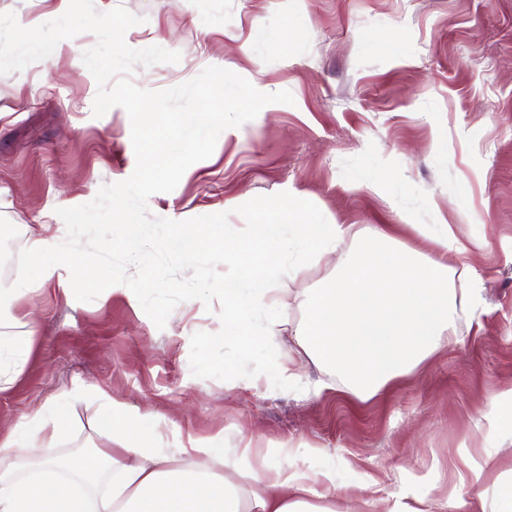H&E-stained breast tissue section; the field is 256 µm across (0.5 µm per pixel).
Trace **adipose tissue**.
Returning a JSON list of instances; mask_svg holds the SVG:
<instances>
[{
	"label": "adipose tissue",
	"instance_id": "ef3b65f1",
	"mask_svg": "<svg viewBox=\"0 0 512 512\" xmlns=\"http://www.w3.org/2000/svg\"><path fill=\"white\" fill-rule=\"evenodd\" d=\"M271 222L260 242L267 270L247 272L224 284V333L252 348L275 345L283 299L270 286L292 261L316 262L336 253L346 239L361 237L352 224H325L318 235L292 231L288 201L266 204ZM437 258L401 248L390 226L372 231L368 250L347 264L336 284L310 302L299 348L331 367L354 396L367 399L392 380L412 373L455 334L460 314L475 310L480 291L455 288L448 256L465 245L449 224H417ZM37 269L20 266L0 301L18 300L36 286L66 284L70 272L54 260V238L33 241ZM28 336H0V392L25 367ZM101 428L118 441L89 455L48 457L34 440L60 435L61 402L45 403L0 434V512H337L340 489L334 471L307 474L271 467L251 447L225 448L222 435L176 448L159 445L160 422L110 395ZM320 485L321 504L308 500Z\"/></svg>",
	"mask_w": 512,
	"mask_h": 512
}]
</instances>
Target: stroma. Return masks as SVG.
Masks as SVG:
<instances>
[{
	"label": "stroma",
	"instance_id": "35a3bbf8",
	"mask_svg": "<svg viewBox=\"0 0 512 512\" xmlns=\"http://www.w3.org/2000/svg\"><path fill=\"white\" fill-rule=\"evenodd\" d=\"M141 16L125 34L134 49L178 52L175 63L136 66L131 81L164 89L218 66L256 80L293 103L221 133L211 157L178 186L148 200L156 217L186 220L229 212L260 195L290 192L329 223L388 224L401 245L432 254L413 224H454L468 252L455 273L480 279L478 309L412 374L366 400L348 395L322 364L299 359L301 391L275 389L264 375L196 377L190 340L221 328L219 303L178 304L164 328L141 305L114 293L77 301L57 284L0 308V336H32L24 372L0 393V426L33 413L73 384L85 396L63 408L65 430L41 454L66 457L109 446L99 431L104 389L155 414L169 445L223 433L224 445L255 442L271 464L306 472L332 467L350 512H382L399 500L424 512H465L460 473L484 470L485 506L512 473V403L498 426L490 394L512 389V0H94ZM69 0H0L30 28L65 12ZM287 30V39L277 36ZM96 37L60 41L46 59L0 75V253L32 263L30 240L65 239L58 207L92 201L136 165L123 108L92 114L97 84L83 62ZM335 261L299 263L279 286L286 354L309 302L332 285Z\"/></svg>",
	"mask_w": 512,
	"mask_h": 512
}]
</instances>
